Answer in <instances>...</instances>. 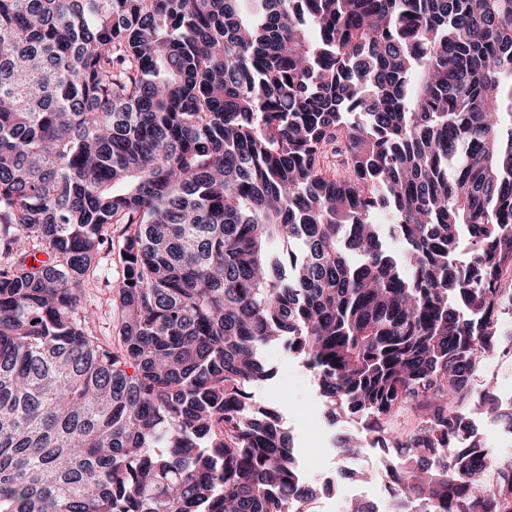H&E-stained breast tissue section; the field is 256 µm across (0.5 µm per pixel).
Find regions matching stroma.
<instances>
[{
    "instance_id": "obj_1",
    "label": "stroma",
    "mask_w": 512,
    "mask_h": 512,
    "mask_svg": "<svg viewBox=\"0 0 512 512\" xmlns=\"http://www.w3.org/2000/svg\"><path fill=\"white\" fill-rule=\"evenodd\" d=\"M98 269V279L83 292L82 305L94 315L91 333L101 341L114 343L118 340L119 329L115 305L119 283L116 255L102 250ZM265 359L272 375L254 387L256 401L279 411L292 436L297 461L315 468L311 480L320 490L319 502L328 505L333 512H342L352 480L347 467L338 458L336 440L342 435L356 434L362 426L361 419L355 416L330 418L313 374L282 348H268Z\"/></svg>"
}]
</instances>
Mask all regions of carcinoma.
<instances>
[{
    "mask_svg": "<svg viewBox=\"0 0 512 512\" xmlns=\"http://www.w3.org/2000/svg\"><path fill=\"white\" fill-rule=\"evenodd\" d=\"M0 255V512H311L271 344L407 512H512V0H0ZM98 269L101 276L84 288L81 302L94 315L89 332L113 344L117 343L119 329L115 298L120 267L116 255L104 248L98 257ZM474 384L479 389L489 388L498 398L503 390L512 387V357L501 358L497 355L488 359ZM500 400L511 406V408H500L498 418L496 416L494 419L483 416L475 418L474 427L495 456H507L512 455V439L508 429L501 422V415L504 412H512V392L503 394Z\"/></svg>",
    "mask_w": 512,
    "mask_h": 512,
    "instance_id": "carcinoma-1",
    "label": "carcinoma"
}]
</instances>
